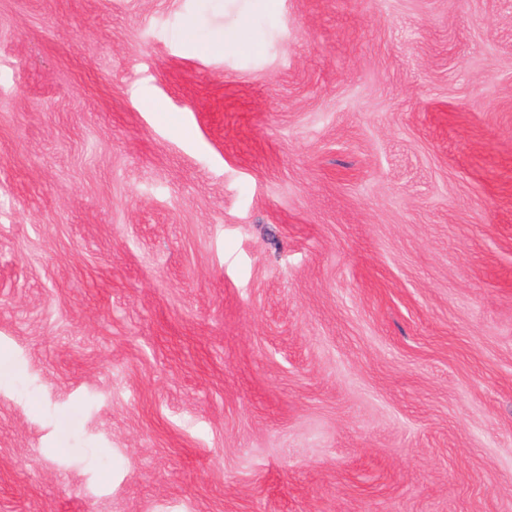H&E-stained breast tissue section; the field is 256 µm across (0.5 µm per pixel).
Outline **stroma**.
Segmentation results:
<instances>
[{
	"mask_svg": "<svg viewBox=\"0 0 512 512\" xmlns=\"http://www.w3.org/2000/svg\"><path fill=\"white\" fill-rule=\"evenodd\" d=\"M0 512H512V0H0Z\"/></svg>",
	"mask_w": 512,
	"mask_h": 512,
	"instance_id": "obj_1",
	"label": "stroma"
}]
</instances>
